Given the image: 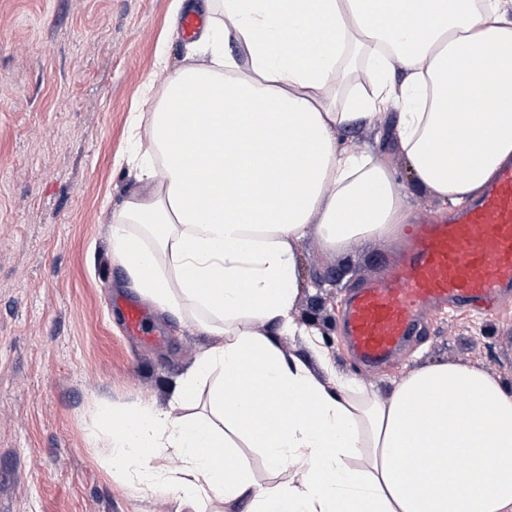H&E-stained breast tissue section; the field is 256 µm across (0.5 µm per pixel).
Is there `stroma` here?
<instances>
[{
  "instance_id": "1",
  "label": "stroma",
  "mask_w": 512,
  "mask_h": 512,
  "mask_svg": "<svg viewBox=\"0 0 512 512\" xmlns=\"http://www.w3.org/2000/svg\"><path fill=\"white\" fill-rule=\"evenodd\" d=\"M177 0H0V512H197L177 495L106 471L94 413L170 406L181 374L215 337L152 312L164 338L127 336L114 294L131 295L112 260L109 222L139 184L126 163L129 116L145 78L154 98L190 64L195 38L171 24ZM165 59H158V51ZM391 112L342 136L371 144L403 182L410 224L449 211L411 182ZM400 237L341 251L298 246L291 314L339 375L377 399L427 364L479 366L512 386V300L495 311H429L419 338L366 366L342 333L345 298L387 272Z\"/></svg>"
}]
</instances>
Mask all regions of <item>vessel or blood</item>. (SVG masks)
I'll return each mask as SVG.
<instances>
[{
    "mask_svg": "<svg viewBox=\"0 0 512 512\" xmlns=\"http://www.w3.org/2000/svg\"><path fill=\"white\" fill-rule=\"evenodd\" d=\"M512 293V165L466 209L421 226L393 272L350 290L342 331L350 353L368 364L385 362L413 336L430 307H487ZM128 334L148 336L147 313L121 300Z\"/></svg>",
    "mask_w": 512,
    "mask_h": 512,
    "instance_id": "1",
    "label": "vessel or blood"
}]
</instances>
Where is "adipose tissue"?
<instances>
[{"label":"adipose tissue","mask_w":512,"mask_h":512,"mask_svg":"<svg viewBox=\"0 0 512 512\" xmlns=\"http://www.w3.org/2000/svg\"><path fill=\"white\" fill-rule=\"evenodd\" d=\"M188 7L222 17L133 119L148 143L129 159L141 188L113 215L110 243L127 287L161 313H198L220 342L177 380L169 409L134 407L93 433L108 468L244 512H512V389L499 378L435 363L376 400L277 342L310 334L291 315L300 243L340 250L408 223L401 183L371 148L341 143L343 129L398 111L413 183L453 206L512 161V0ZM232 41L240 55L225 53ZM358 60L371 91L337 104ZM207 382L210 416L185 415ZM236 434L269 467L293 463L296 480L256 483Z\"/></svg>","instance_id":"ef3b65f1"}]
</instances>
